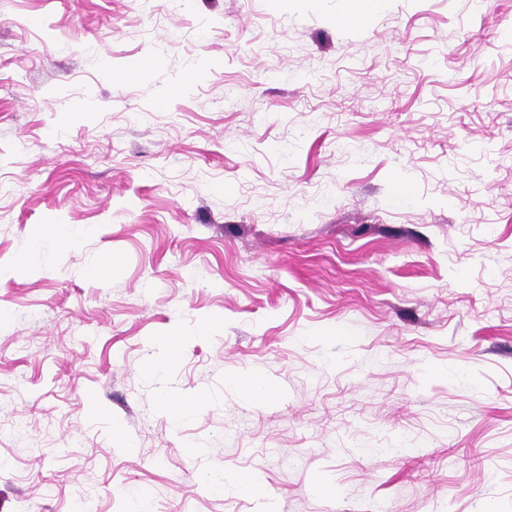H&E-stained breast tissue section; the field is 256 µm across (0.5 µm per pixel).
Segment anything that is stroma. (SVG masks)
Here are the masks:
<instances>
[{
  "label": "stroma",
  "instance_id": "1",
  "mask_svg": "<svg viewBox=\"0 0 512 512\" xmlns=\"http://www.w3.org/2000/svg\"><path fill=\"white\" fill-rule=\"evenodd\" d=\"M0 310V512H512V0H0ZM385 2L384 0H342L343 15L347 20L359 23L381 12Z\"/></svg>",
  "mask_w": 512,
  "mask_h": 512
}]
</instances>
